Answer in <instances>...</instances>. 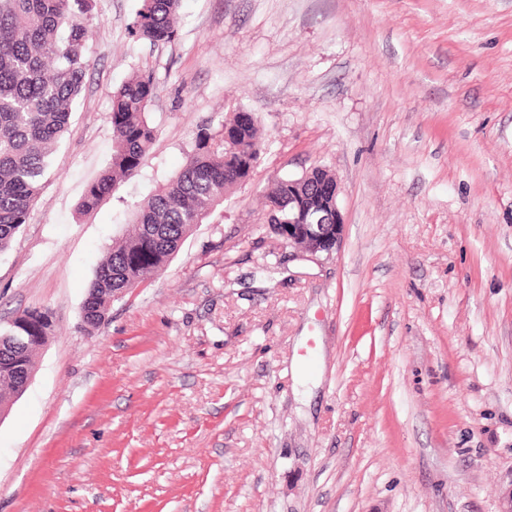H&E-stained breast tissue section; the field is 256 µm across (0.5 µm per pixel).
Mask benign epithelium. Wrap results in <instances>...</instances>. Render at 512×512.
Masks as SVG:
<instances>
[{
	"instance_id": "1",
	"label": "benign epithelium",
	"mask_w": 512,
	"mask_h": 512,
	"mask_svg": "<svg viewBox=\"0 0 512 512\" xmlns=\"http://www.w3.org/2000/svg\"><path fill=\"white\" fill-rule=\"evenodd\" d=\"M310 184L312 193L326 202L327 207H313L306 214L288 212V223L276 226V235L288 246L299 252L300 256L315 258L319 255H331L337 251L343 238L344 220L339 208L340 184L333 174L320 166L316 174L310 173L288 182L294 191L299 192L305 184ZM14 395L22 393L32 381L37 366L35 362H14Z\"/></svg>"
}]
</instances>
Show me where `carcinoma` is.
<instances>
[{"label":"carcinoma","mask_w":512,"mask_h":512,"mask_svg":"<svg viewBox=\"0 0 512 512\" xmlns=\"http://www.w3.org/2000/svg\"><path fill=\"white\" fill-rule=\"evenodd\" d=\"M90 0H0V252L6 249L40 196L49 160L67 132L73 102L91 66ZM180 0H142L131 33L153 45L176 37ZM152 77L132 75L112 95L114 152L108 168L87 184L78 203L90 212L117 181L134 175L156 141L148 119ZM199 152L168 184L141 202L131 227L113 243L89 283L90 307L81 328L90 333L107 318L112 302L165 270L193 230L256 167L262 148L259 121L236 123L231 143L211 148V133H198ZM265 224L288 223V177L264 192ZM28 326L0 336H44L54 331L48 309L24 311Z\"/></svg>","instance_id":"1"}]
</instances>
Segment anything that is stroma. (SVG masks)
I'll return each instance as SVG.
<instances>
[{
	"instance_id": "obj_1",
	"label": "stroma",
	"mask_w": 512,
	"mask_h": 512,
	"mask_svg": "<svg viewBox=\"0 0 512 512\" xmlns=\"http://www.w3.org/2000/svg\"><path fill=\"white\" fill-rule=\"evenodd\" d=\"M92 0L91 67L27 224L0 328L54 336L0 420V512H501L512 487V0ZM149 72L158 137L98 208L112 93ZM260 121L253 178L81 330L134 205L201 126ZM337 177L344 241L299 259L269 181ZM179 7L180 0H142L131 33L153 45L171 43L176 37Z\"/></svg>"
}]
</instances>
